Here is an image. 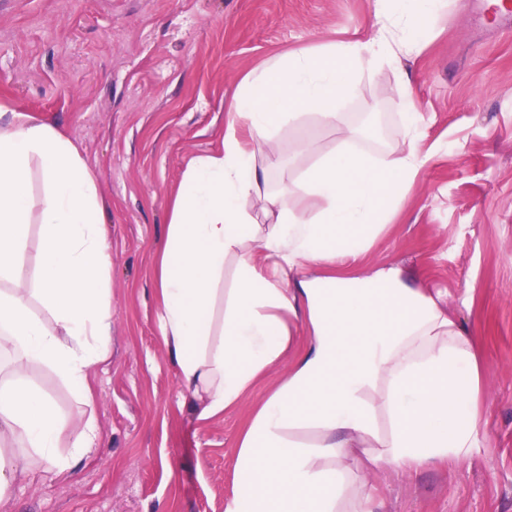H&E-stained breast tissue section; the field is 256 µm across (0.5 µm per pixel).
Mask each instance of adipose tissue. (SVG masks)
Instances as JSON below:
<instances>
[{
    "mask_svg": "<svg viewBox=\"0 0 512 512\" xmlns=\"http://www.w3.org/2000/svg\"><path fill=\"white\" fill-rule=\"evenodd\" d=\"M391 2L377 12L371 43H331L246 75L222 148L194 158L169 197L154 266L160 333L197 418L238 408L288 366L247 414L234 455L242 489L226 512H384L360 473L464 465L483 429V358L470 331L402 267L354 269L427 160L408 85L398 88L404 148L373 158L337 126L336 104L358 93V73L419 44L442 8V0ZM307 110L337 127L338 144L324 152L297 140L295 152L314 163L269 192L280 130ZM36 173L37 201L28 192ZM301 195L313 207H299ZM257 208L271 223L256 222ZM103 211L72 141L1 102L0 353L15 367L0 377V497L27 475L30 453L55 462L65 440L79 459L97 443L90 421L61 414L25 372L49 367L83 403L93 399L89 372L112 355ZM34 224L42 234L32 282L19 257ZM306 430L313 442L299 440ZM17 444L24 454L6 456Z\"/></svg>",
    "mask_w": 512,
    "mask_h": 512,
    "instance_id": "1",
    "label": "adipose tissue"
}]
</instances>
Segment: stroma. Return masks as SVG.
<instances>
[{
	"label": "stroma",
	"mask_w": 512,
	"mask_h": 512,
	"mask_svg": "<svg viewBox=\"0 0 512 512\" xmlns=\"http://www.w3.org/2000/svg\"><path fill=\"white\" fill-rule=\"evenodd\" d=\"M375 29V0H0V101L76 145L106 203L112 255V358L89 376L92 408L54 371L26 372L62 414L88 411L99 443L63 470L33 457L0 512H225L249 407L199 421L162 343L153 268L168 195L192 158L220 149L247 73ZM403 76L429 159L363 267L417 275L473 333L484 430L463 466L365 479L385 512H512V34L483 22L473 0H447L423 43L365 71L339 107L371 156L402 144L392 88ZM299 138L336 145L314 116L285 126L286 168L271 170L272 185L311 164L293 153Z\"/></svg>",
	"instance_id": "1"
}]
</instances>
